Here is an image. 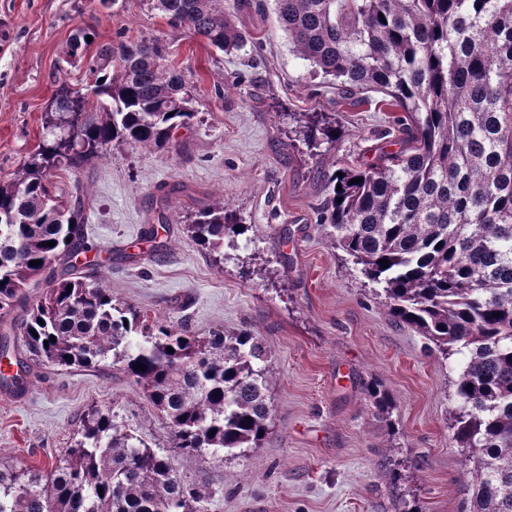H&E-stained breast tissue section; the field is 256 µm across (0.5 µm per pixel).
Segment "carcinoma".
<instances>
[{
    "instance_id": "1",
    "label": "carcinoma",
    "mask_w": 512,
    "mask_h": 512,
    "mask_svg": "<svg viewBox=\"0 0 512 512\" xmlns=\"http://www.w3.org/2000/svg\"><path fill=\"white\" fill-rule=\"evenodd\" d=\"M151 2L171 26L221 52L247 41L227 0ZM273 2L294 51L336 82L338 95L366 103L380 94L397 113L399 149L358 166L336 163L317 223L382 285L394 321L415 328L430 352L463 357L451 424L457 447L473 458L462 512H512V0ZM168 55L159 37L119 41L90 58L93 75L112 68L91 91L57 81L53 106L87 118L76 123L72 145L49 129L54 110L45 108L38 149L0 181V322L29 281L47 273L50 288L10 324L32 361L121 364L188 454L259 448L272 416L263 341L245 330L194 336L85 281L74 263L87 249L80 202L53 190L52 171L62 165L78 171L116 145L171 148L175 132L193 125L194 74ZM301 133L314 147L340 139L323 114L307 118ZM252 229L224 199L187 224L217 261L224 240ZM206 498L100 408L50 472L0 463V512H201Z\"/></svg>"
}]
</instances>
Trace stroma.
<instances>
[{"instance_id": "obj_1", "label": "stroma", "mask_w": 512, "mask_h": 512, "mask_svg": "<svg viewBox=\"0 0 512 512\" xmlns=\"http://www.w3.org/2000/svg\"><path fill=\"white\" fill-rule=\"evenodd\" d=\"M255 3L239 0L236 24L251 41L227 55L170 27L150 0H0V179L37 147L57 79L94 84L65 60L78 29L93 34L88 55L160 37L173 64L193 71L198 119L176 132L172 150L116 146L88 168L54 171L53 181L66 197L83 189L85 237L112 258L83 276L196 335L259 336L271 352L272 405L261 447L185 455L120 366L35 364L25 393L0 390V460L52 469L98 407L206 490V512H461L470 463L450 429L459 363L393 321L380 285L315 220L326 173L386 146L392 115L338 99L294 53L273 9ZM315 112L340 127L336 145L310 148L299 137ZM220 196L256 230L225 243L216 263L183 222ZM161 212L168 246L152 253L141 234ZM375 386L392 400L387 414L372 404Z\"/></svg>"}]
</instances>
